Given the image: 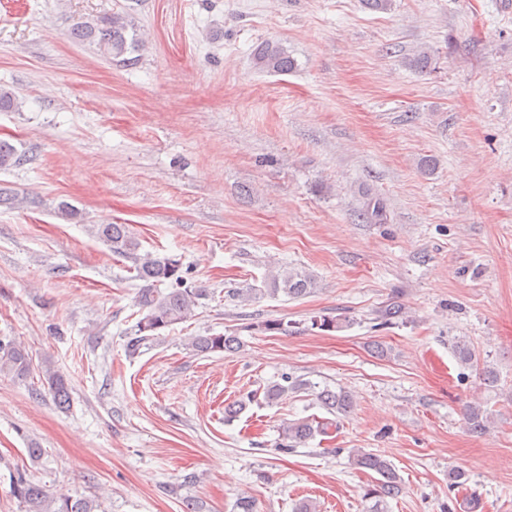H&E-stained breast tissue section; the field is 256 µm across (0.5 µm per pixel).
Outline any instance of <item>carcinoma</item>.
I'll return each mask as SVG.
<instances>
[{
  "label": "carcinoma",
  "mask_w": 512,
  "mask_h": 512,
  "mask_svg": "<svg viewBox=\"0 0 512 512\" xmlns=\"http://www.w3.org/2000/svg\"><path fill=\"white\" fill-rule=\"evenodd\" d=\"M71 34L75 39L96 47L110 60L125 66L137 61L133 54L138 51L139 40L136 28L126 13L78 21L73 25ZM253 62L257 69L278 75L289 74L297 67L296 60L288 49L282 43L270 40L257 45L253 53ZM407 65L421 72L436 69L434 55L424 50L407 58ZM25 162V154L11 143L0 140V169L18 167ZM94 234L113 254L130 261V270L135 272V279L143 282L137 295L141 318L125 344L129 354L139 353L143 347L163 336V332L186 321L192 316L198 300L207 296L205 288L185 286L179 259L159 257L149 252L140 253L141 243L129 225L96 224ZM165 284L168 288L163 292L160 286ZM314 287L315 279L311 274L290 268L283 273L268 275L257 288L252 286L235 290L232 296L244 302H254L265 295L274 296L281 292L296 299L312 293ZM240 344L241 341L235 334L191 336L188 341V346L198 355L231 353L236 351ZM454 351L460 363L466 366L478 364L476 353L468 343L462 340L455 341ZM30 366L31 358L25 345L15 341H0V373L24 377L29 373ZM42 374L57 407L67 408L71 399L69 380L55 369V365L49 359L43 362ZM290 392L311 393L330 417H312L283 424L281 433L283 439L287 440V444L281 446L284 452L292 451L318 435L332 434L338 429L339 419L351 413L355 407L352 395L343 389L333 390L327 386L322 388L310 380L287 375L264 388L263 400L272 403ZM256 401L257 395L251 393L225 406L224 421L235 420L248 405ZM463 416L470 431L480 434L486 431L490 416L481 406H465ZM352 462L358 469L376 474L373 483L367 486L363 493V498L372 502L368 512H386V499L396 498L402 493V480L393 464L379 454L364 451L352 454ZM11 488L13 495L23 504L24 512H96L98 508L95 500L83 495L50 492L24 470L18 469L12 473Z\"/></svg>",
  "instance_id": "1"
}]
</instances>
